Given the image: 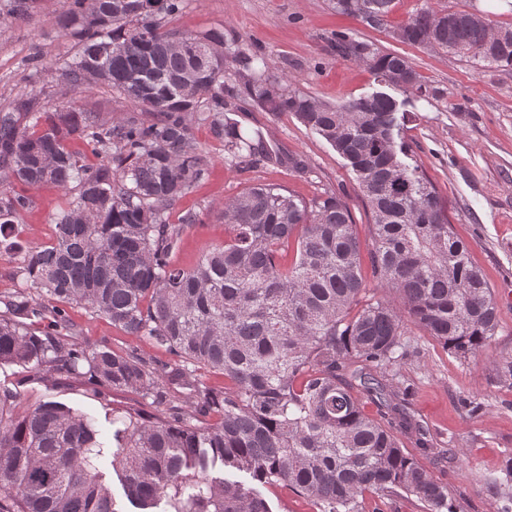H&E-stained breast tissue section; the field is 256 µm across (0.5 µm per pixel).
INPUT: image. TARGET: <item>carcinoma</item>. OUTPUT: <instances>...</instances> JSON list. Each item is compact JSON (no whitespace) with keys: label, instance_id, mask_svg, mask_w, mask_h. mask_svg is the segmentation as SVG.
Wrapping results in <instances>:
<instances>
[{"label":"carcinoma","instance_id":"1","mask_svg":"<svg viewBox=\"0 0 512 512\" xmlns=\"http://www.w3.org/2000/svg\"><path fill=\"white\" fill-rule=\"evenodd\" d=\"M68 0L57 26L78 47L60 77L84 92L107 85L135 108L111 122L93 112H50L31 93L0 110V228L26 211L33 185L72 194L53 221L48 246L23 256V286L3 299L0 366L53 372L135 399L112 409V445L95 418L48 400L21 406L0 390V512H121L103 467L110 463L141 512H272L256 488L226 477L244 472L261 486L286 484L318 512H363L364 495L413 496L423 512H455L448 486L405 449L393 429L416 424L400 407L389 370L414 326L466 356L498 326L491 286L453 232L448 207L403 140L407 113L376 91L335 104L269 72L260 56L237 55L238 92L264 112L293 113L347 162L372 216L369 259L394 299H364L361 241L342 197L310 201L278 185L254 184L224 204V244L191 268L172 262L182 233L201 222L170 210L207 168L192 136L203 123L237 168L280 156L261 129L243 131L224 113L226 62L175 53L168 43H224V32L164 28L184 0ZM393 0H330L372 28L387 26ZM449 24L442 25L441 15ZM488 23L468 11L418 10L398 26L410 45L440 48L487 67L512 66V30L484 40ZM131 43L125 56L101 54ZM191 66L215 89L198 98L180 81ZM376 80L406 91L420 76L399 55L370 64ZM78 138L99 158L87 164L66 148ZM80 304L127 335L171 356L161 368L134 350L91 347L25 319L36 296ZM224 377V385L204 377ZM363 393L379 417L365 413ZM506 482L490 485L499 512H512V458Z\"/></svg>","mask_w":512,"mask_h":512}]
</instances>
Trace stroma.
I'll use <instances>...</instances> for the list:
<instances>
[{
  "label": "stroma",
  "instance_id": "35a3bbf8",
  "mask_svg": "<svg viewBox=\"0 0 512 512\" xmlns=\"http://www.w3.org/2000/svg\"><path fill=\"white\" fill-rule=\"evenodd\" d=\"M0 0V108L21 94L36 90L48 109H80L104 120L126 116L133 106L116 91L102 86L80 93L61 83L55 67L74 58V42L59 32L56 21L67 0H35L30 17L7 13ZM432 7L483 15L494 29H512V0H395L384 28H372L332 11L329 0H185L167 28L183 33L211 29L224 32V47L263 54L269 69L297 79L309 96L333 102L378 91L369 60L377 55L407 58L421 77L424 92L393 90L407 112L404 139L413 160L445 200L451 224L470 249V258L490 284L499 326L482 352L459 357L419 329L404 336L405 355L394 367V380L410 391L407 410L415 429L398 431L408 452H415L420 433L434 437L442 448H462L463 463H422L452 490L458 512H497L487 479L499 476L512 456V387L496 382L493 365L512 356V66L473 67L459 56L394 39L391 28L417 10ZM367 47L364 59L336 51V34ZM228 115L241 128L261 129L266 142L283 154L303 160L305 167L258 164L240 171L224 158V144L208 125L196 124L192 135L207 175L174 207L173 216L199 212L201 224L186 230L172 254L189 268L202 252L224 242L219 214L225 202L248 185L283 186L309 200L325 193L347 202L362 244L370 242L371 213L345 160L319 135L289 112L270 115L243 97L227 101ZM30 207L21 214L14 233L30 247L53 239V216L68 198L55 186L29 190ZM68 325L93 345L136 350L158 363L168 354L152 342L127 335L107 318L79 305L66 308ZM18 390L23 405L60 401L93 415L104 431L112 429V407L129 402L130 394L114 395L106 404L87 396L59 375L35 377L20 366L0 368V387ZM481 403L472 412L471 402Z\"/></svg>",
  "mask_w": 512,
  "mask_h": 512
}]
</instances>
